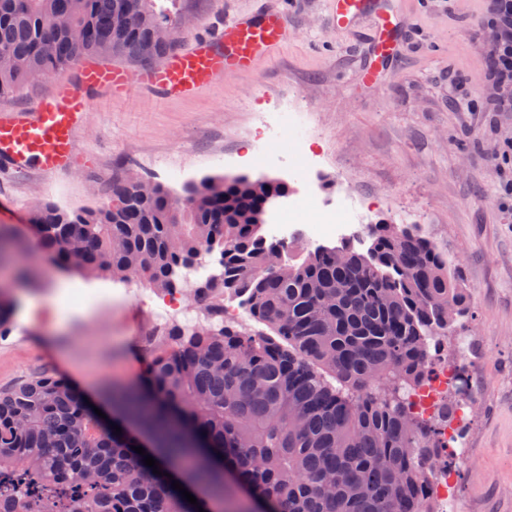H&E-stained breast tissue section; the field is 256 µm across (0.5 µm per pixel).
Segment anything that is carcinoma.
<instances>
[{"instance_id": "obj_1", "label": "carcinoma", "mask_w": 512, "mask_h": 512, "mask_svg": "<svg viewBox=\"0 0 512 512\" xmlns=\"http://www.w3.org/2000/svg\"><path fill=\"white\" fill-rule=\"evenodd\" d=\"M157 0H0V95L88 55L142 66L178 47ZM259 176L205 177L181 197L117 186L96 209L42 203L37 244L62 271L168 293L205 254L220 273L193 285L206 323L165 329L144 386H113L124 415L169 450L170 468L209 488L210 512H433L422 468L441 462L440 424L406 391L428 381L431 347L468 307L466 288L418 224H370L369 245L294 249L263 233ZM15 241L0 227V270ZM237 300L272 334L224 322ZM18 300L0 289V336ZM125 434L55 375L0 389V512H197Z\"/></svg>"}]
</instances>
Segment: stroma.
<instances>
[{
  "label": "stroma",
  "mask_w": 512,
  "mask_h": 512,
  "mask_svg": "<svg viewBox=\"0 0 512 512\" xmlns=\"http://www.w3.org/2000/svg\"><path fill=\"white\" fill-rule=\"evenodd\" d=\"M293 28L289 42L247 75L229 73L189 98L159 100L138 91L96 93L77 133L75 166L63 173H0V226L29 233L37 205L66 211L108 201L112 188L143 179L180 196L207 176L262 174L308 191L304 159L288 137L279 169L238 163L250 150L258 115L296 99L318 133L317 188L326 200L347 192L370 198L365 223L419 224L447 251L466 287L469 311L453 335L471 339L460 370L470 412L455 423L448 503L453 512H512V112L489 101L481 79L490 62L472 32L482 0H397L405 23L396 56L377 79L364 76L363 48L377 21L336 30L335 0H275ZM262 0H184L193 28L256 10ZM63 67L1 106L31 107L61 83ZM34 280L21 292L35 309L0 337V389L40 373L72 381L93 406L102 388L138 385L152 356V304L145 287L85 278L58 267L34 242L16 255ZM88 303L67 306L71 289Z\"/></svg>",
  "instance_id": "1"
}]
</instances>
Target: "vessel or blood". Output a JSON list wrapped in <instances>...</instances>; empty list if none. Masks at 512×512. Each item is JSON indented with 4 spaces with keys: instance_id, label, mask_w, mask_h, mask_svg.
I'll return each mask as SVG.
<instances>
[{
    "instance_id": "vessel-or-blood-1",
    "label": "vessel or blood",
    "mask_w": 512,
    "mask_h": 512,
    "mask_svg": "<svg viewBox=\"0 0 512 512\" xmlns=\"http://www.w3.org/2000/svg\"><path fill=\"white\" fill-rule=\"evenodd\" d=\"M370 15L380 20L375 55L391 56L396 27L382 0H335L330 23L346 29ZM290 29L287 15L269 8L191 34L188 46L135 74L119 65L80 62L77 85H59L33 108L0 112V160L15 172L67 170L76 156V132L93 109L94 91L124 96L136 87L159 99L191 96L225 73H250L257 59L287 42Z\"/></svg>"
}]
</instances>
